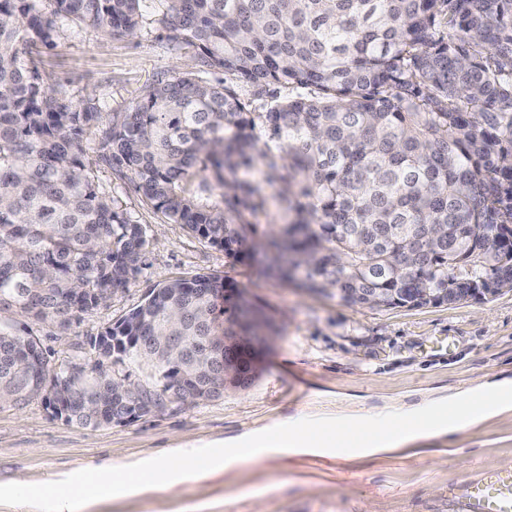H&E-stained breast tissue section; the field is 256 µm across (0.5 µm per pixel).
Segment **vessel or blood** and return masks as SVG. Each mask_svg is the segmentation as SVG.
Masks as SVG:
<instances>
[{
  "label": "vessel or blood",
  "instance_id": "obj_1",
  "mask_svg": "<svg viewBox=\"0 0 512 512\" xmlns=\"http://www.w3.org/2000/svg\"><path fill=\"white\" fill-rule=\"evenodd\" d=\"M449 512H512V469L484 472L478 479L452 486Z\"/></svg>",
  "mask_w": 512,
  "mask_h": 512
}]
</instances>
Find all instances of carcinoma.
Masks as SVG:
<instances>
[{"label":"carcinoma","mask_w":512,"mask_h":512,"mask_svg":"<svg viewBox=\"0 0 512 512\" xmlns=\"http://www.w3.org/2000/svg\"><path fill=\"white\" fill-rule=\"evenodd\" d=\"M0 0V409L38 401L112 424L109 364L152 383L130 413L220 397L255 378L265 337L241 292L197 273L150 288L92 339L82 377L51 364L26 320L69 327L141 269L146 228L99 189L93 152L168 221L237 256L278 187L268 245L348 307H421L425 291L512 283V0ZM135 35L157 23L191 69L122 112L63 102L42 80L55 19ZM222 70L259 93L253 112ZM237 89L241 97L244 98L245 101L250 102L251 105L249 108L253 112H263L265 111L267 104L271 101L276 99L284 100L293 94L291 89H288V87L275 86L270 88L268 94H264L262 97H254L252 89L248 85L240 82L237 83Z\"/></svg>","instance_id":"cac0c4a2"}]
</instances>
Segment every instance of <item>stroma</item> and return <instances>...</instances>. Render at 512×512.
Here are the masks:
<instances>
[{"label":"stroma","instance_id":"35a3bbf8","mask_svg":"<svg viewBox=\"0 0 512 512\" xmlns=\"http://www.w3.org/2000/svg\"><path fill=\"white\" fill-rule=\"evenodd\" d=\"M59 35L39 70L66 102L93 98L114 112L146 82L190 62L157 25L135 36L81 29L58 19ZM101 189L147 229L150 244L128 287L74 317L66 331L34 326L51 362L94 364L92 337L121 319L153 285L217 273L271 323L252 385L189 408L169 407L131 424L84 428L54 417L40 402L0 410V484L56 481L107 461L125 466L169 452L232 443L289 417L353 416L429 403L512 377V290L481 302L418 308L348 307L335 291L284 281L268 254L237 259L172 224L133 183L97 169ZM512 468V411L452 437L368 460L264 456L89 505L85 512H448V489L482 471Z\"/></svg>","mask_w":512,"mask_h":512}]
</instances>
